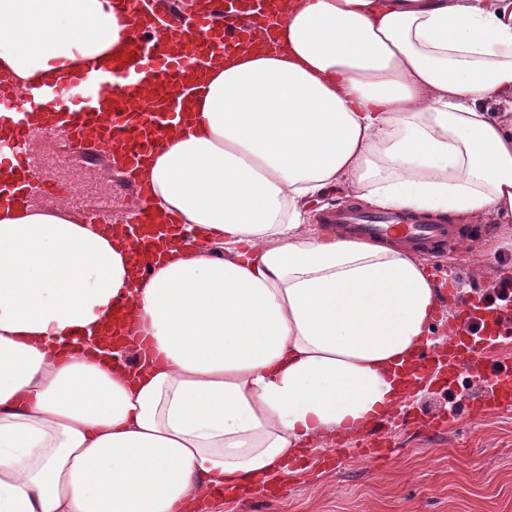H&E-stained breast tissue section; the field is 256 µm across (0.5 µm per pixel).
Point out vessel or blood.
I'll return each instance as SVG.
<instances>
[{
  "mask_svg": "<svg viewBox=\"0 0 512 512\" xmlns=\"http://www.w3.org/2000/svg\"><path fill=\"white\" fill-rule=\"evenodd\" d=\"M123 6L134 33L109 64L91 61L56 84L22 93L0 88V208L28 200L32 157L23 145L37 135H56L71 146L93 144L96 162L117 159L130 171L143 166L158 139L191 121L194 90L208 67L241 52L274 48L270 18L286 15L288 0H124ZM322 221L347 238L400 243L426 258L467 238L459 224L354 204ZM176 223L173 216L158 222L143 207L136 227L118 225L133 245L131 261L139 273L164 256ZM132 304L127 298L114 305L102 321V340L136 335ZM456 309L447 346L420 347L400 370L403 385L415 388L446 371L449 393L461 399L464 380L478 372L501 391L498 409L512 408V360L494 357L484 345L492 334L512 336V322L494 309L473 316L469 301L457 302ZM387 426L384 418L372 422L359 456L391 455Z\"/></svg>",
  "mask_w": 512,
  "mask_h": 512,
  "instance_id": "vessel-or-blood-1",
  "label": "vessel or blood"
}]
</instances>
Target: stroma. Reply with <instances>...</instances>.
<instances>
[{
  "instance_id": "1",
  "label": "stroma",
  "mask_w": 512,
  "mask_h": 512,
  "mask_svg": "<svg viewBox=\"0 0 512 512\" xmlns=\"http://www.w3.org/2000/svg\"><path fill=\"white\" fill-rule=\"evenodd\" d=\"M503 233L495 225L471 238V251L443 256L432 269L436 279L465 270L472 252L491 243L497 256L512 259ZM391 440L388 458L368 462L339 451L333 470L225 502L223 512H512V410L477 411L439 432L409 422Z\"/></svg>"
}]
</instances>
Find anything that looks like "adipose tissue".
Here are the masks:
<instances>
[{"label": "adipose tissue", "mask_w": 512, "mask_h": 512, "mask_svg": "<svg viewBox=\"0 0 512 512\" xmlns=\"http://www.w3.org/2000/svg\"><path fill=\"white\" fill-rule=\"evenodd\" d=\"M131 35L119 0H0V77L49 83ZM278 36L213 68L136 173L205 243L138 281L67 203L0 210V512H222L395 410L401 366L447 344L426 259L310 206L343 186L512 223V0H288ZM130 294L138 369L54 354Z\"/></svg>", "instance_id": "adipose-tissue-1"}]
</instances>
